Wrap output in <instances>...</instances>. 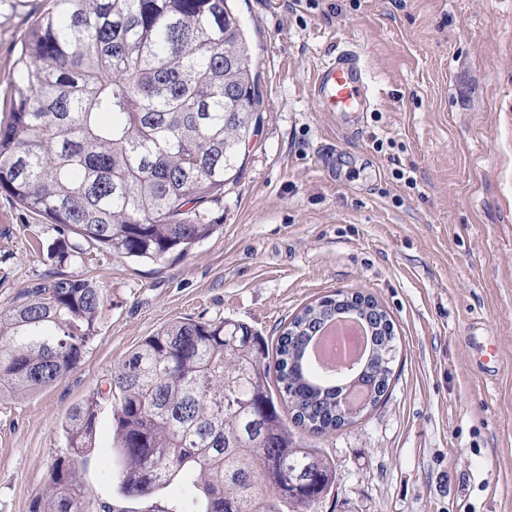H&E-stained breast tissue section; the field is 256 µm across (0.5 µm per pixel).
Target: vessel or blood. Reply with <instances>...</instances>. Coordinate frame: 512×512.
<instances>
[{"label": "vessel or blood", "instance_id": "1", "mask_svg": "<svg viewBox=\"0 0 512 512\" xmlns=\"http://www.w3.org/2000/svg\"><path fill=\"white\" fill-rule=\"evenodd\" d=\"M369 81L368 73L359 65L357 52L341 50L322 63L314 87L320 105L327 111L362 112L370 106Z\"/></svg>", "mask_w": 512, "mask_h": 512}]
</instances>
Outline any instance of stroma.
<instances>
[{"label": "stroma", "instance_id": "35a3bbf8", "mask_svg": "<svg viewBox=\"0 0 512 512\" xmlns=\"http://www.w3.org/2000/svg\"><path fill=\"white\" fill-rule=\"evenodd\" d=\"M259 76V129L185 257L87 247L60 263L53 226L0 193V313L29 282L89 278L99 333L52 385L0 396V512H34L67 456L61 422L97 402L76 463L89 512H183L186 487L120 494L114 368L171 321L246 324L267 345L343 290L389 315L397 356L377 406L290 433L336 468L318 512H512V0H237ZM24 15L0 9V79ZM351 44L373 103L322 111L328 55Z\"/></svg>", "mask_w": 512, "mask_h": 512}]
</instances>
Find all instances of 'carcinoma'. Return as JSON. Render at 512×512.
<instances>
[{
    "label": "carcinoma",
    "mask_w": 512,
    "mask_h": 512,
    "mask_svg": "<svg viewBox=\"0 0 512 512\" xmlns=\"http://www.w3.org/2000/svg\"><path fill=\"white\" fill-rule=\"evenodd\" d=\"M30 25L0 125V192L57 227L51 256L82 259L70 241L136 260L188 253L212 236L241 147L259 119L258 75L231 0H53ZM103 296L90 279L27 285L0 314V395L32 392L72 371L98 333ZM328 298L295 316L275 365L243 323L176 320L113 370L112 445L127 497L176 481L200 512H317L336 468L297 448L268 379L293 420L336 429L341 390L308 371L311 330L336 315ZM359 380L384 357L372 332ZM97 404L72 407L63 431L91 447ZM72 459L54 462L41 512H83Z\"/></svg>",
    "instance_id": "1"
}]
</instances>
